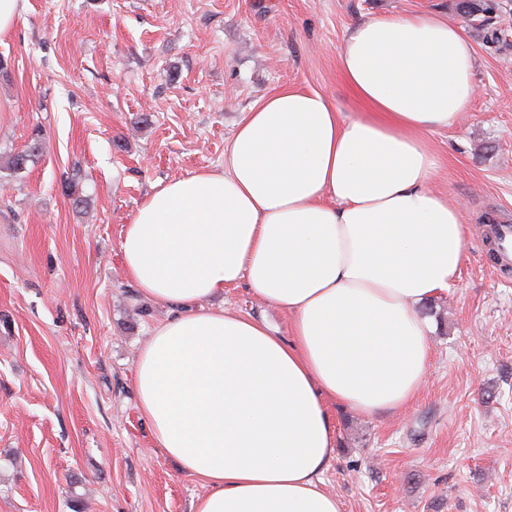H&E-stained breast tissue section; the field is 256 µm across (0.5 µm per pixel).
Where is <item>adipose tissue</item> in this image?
<instances>
[{"instance_id":"1","label":"adipose tissue","mask_w":512,"mask_h":512,"mask_svg":"<svg viewBox=\"0 0 512 512\" xmlns=\"http://www.w3.org/2000/svg\"><path fill=\"white\" fill-rule=\"evenodd\" d=\"M338 59L362 110L272 91L222 171L154 189L120 236L128 278L174 310L132 384L158 448L208 486L194 512H342L321 487L327 405L409 403L432 353L418 307L460 275L466 228L431 188L428 136L476 93L471 40L438 15L370 18ZM241 282L287 314V335L225 311Z\"/></svg>"}]
</instances>
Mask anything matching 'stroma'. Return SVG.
<instances>
[{"mask_svg":"<svg viewBox=\"0 0 512 512\" xmlns=\"http://www.w3.org/2000/svg\"><path fill=\"white\" fill-rule=\"evenodd\" d=\"M24 0L0 37V512H193L207 488L158 448L131 384L168 305L119 252L159 185L224 164L249 107L282 86L349 110V27L439 14L475 50L477 94L429 136L436 191L461 205L460 277L424 302L432 356L407 405L333 402L321 487L343 512H512V267L485 219L512 222V0ZM39 138L25 169L11 154ZM225 309L288 317L246 284Z\"/></svg>","mask_w":512,"mask_h":512,"instance_id":"35a3bbf8","label":"stroma"}]
</instances>
